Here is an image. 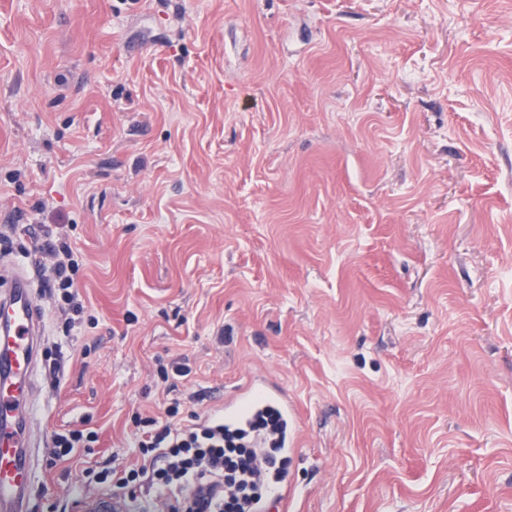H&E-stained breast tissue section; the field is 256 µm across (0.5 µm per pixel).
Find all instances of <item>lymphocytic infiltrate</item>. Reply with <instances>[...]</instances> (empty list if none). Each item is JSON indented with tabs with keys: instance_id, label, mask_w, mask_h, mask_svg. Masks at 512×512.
I'll use <instances>...</instances> for the list:
<instances>
[{
	"instance_id": "lymphocytic-infiltrate-1",
	"label": "lymphocytic infiltrate",
	"mask_w": 512,
	"mask_h": 512,
	"mask_svg": "<svg viewBox=\"0 0 512 512\" xmlns=\"http://www.w3.org/2000/svg\"><path fill=\"white\" fill-rule=\"evenodd\" d=\"M52 257L50 287L58 305L82 316L74 290L80 266L70 244L59 241ZM179 413L174 402L165 409L166 423L144 419L135 438L142 463L123 471L118 484L155 494L168 512H256L272 499L287 475L276 412L261 411L236 429L220 418L178 427Z\"/></svg>"
}]
</instances>
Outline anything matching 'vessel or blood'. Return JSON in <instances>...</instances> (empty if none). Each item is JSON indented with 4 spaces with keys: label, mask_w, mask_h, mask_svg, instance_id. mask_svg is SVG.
I'll return each mask as SVG.
<instances>
[{
    "label": "vessel or blood",
    "mask_w": 512,
    "mask_h": 512,
    "mask_svg": "<svg viewBox=\"0 0 512 512\" xmlns=\"http://www.w3.org/2000/svg\"><path fill=\"white\" fill-rule=\"evenodd\" d=\"M42 333V311L26 276L15 275L0 293V512H27L33 473L30 405L26 397L36 370ZM272 403L282 416L292 405L285 392L253 380L247 393L225 406L224 421H242L258 405ZM73 512H125L124 503L103 493L77 499Z\"/></svg>",
    "instance_id": "1"
}]
</instances>
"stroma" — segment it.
Wrapping results in <instances>:
<instances>
[{
    "instance_id": "1",
    "label": "stroma",
    "mask_w": 512,
    "mask_h": 512,
    "mask_svg": "<svg viewBox=\"0 0 512 512\" xmlns=\"http://www.w3.org/2000/svg\"><path fill=\"white\" fill-rule=\"evenodd\" d=\"M13 272L43 311L28 512H138L96 480L136 419L257 378L293 406L271 512H512V0H0ZM72 430L98 440L53 461ZM51 255L54 260L49 266L51 283L48 288L53 290L60 308L63 311H71L76 316L69 319V326L75 327L76 321L79 324L84 313V307L78 301L77 293L74 291L75 279L80 269L79 262L70 244L65 240L59 241L53 247ZM75 512H124L125 504L110 493L77 499L71 508Z\"/></svg>"
}]
</instances>
